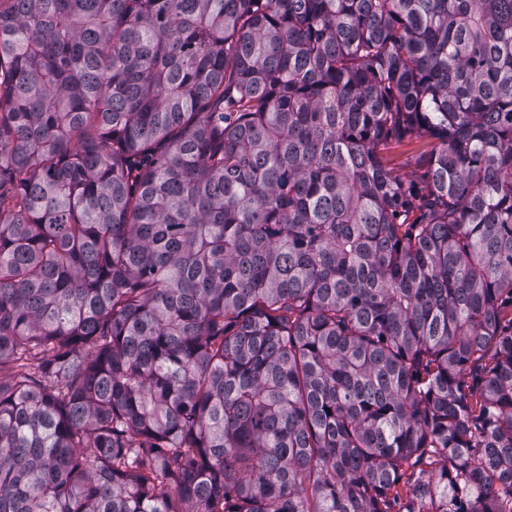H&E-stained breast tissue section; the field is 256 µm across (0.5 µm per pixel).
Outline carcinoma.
Returning a JSON list of instances; mask_svg holds the SVG:
<instances>
[{
  "label": "carcinoma",
  "instance_id": "1",
  "mask_svg": "<svg viewBox=\"0 0 512 512\" xmlns=\"http://www.w3.org/2000/svg\"><path fill=\"white\" fill-rule=\"evenodd\" d=\"M0 512H512V0H0ZM434 141L422 137L401 145H393L383 151V161L395 169L410 170L414 164L429 154Z\"/></svg>",
  "mask_w": 512,
  "mask_h": 512
}]
</instances>
